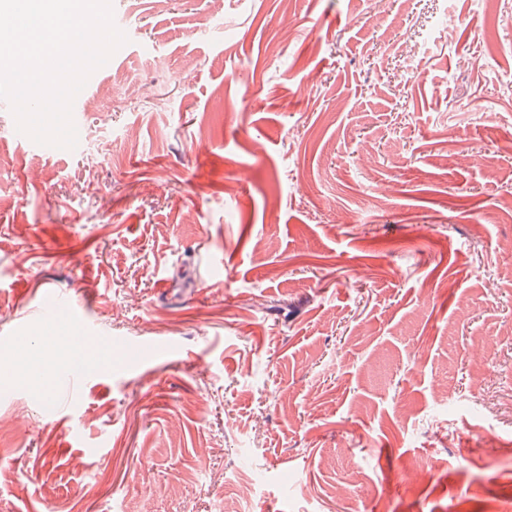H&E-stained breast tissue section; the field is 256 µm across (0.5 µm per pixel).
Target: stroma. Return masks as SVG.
<instances>
[{
  "label": "stroma",
  "mask_w": 512,
  "mask_h": 512,
  "mask_svg": "<svg viewBox=\"0 0 512 512\" xmlns=\"http://www.w3.org/2000/svg\"><path fill=\"white\" fill-rule=\"evenodd\" d=\"M111 2L75 149L0 99V512H512V0ZM42 312L50 319H56L61 316H66L70 320L74 319L71 302L63 294L56 292L50 293L45 297L42 304Z\"/></svg>",
  "instance_id": "35a3bbf8"
}]
</instances>
